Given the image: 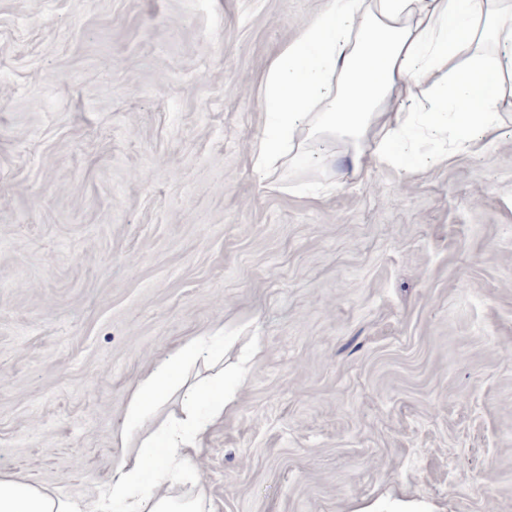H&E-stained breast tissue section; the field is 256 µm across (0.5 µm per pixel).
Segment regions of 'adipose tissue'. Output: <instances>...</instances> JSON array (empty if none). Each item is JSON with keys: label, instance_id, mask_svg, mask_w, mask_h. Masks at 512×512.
Returning <instances> with one entry per match:
<instances>
[{"label": "adipose tissue", "instance_id": "1", "mask_svg": "<svg viewBox=\"0 0 512 512\" xmlns=\"http://www.w3.org/2000/svg\"><path fill=\"white\" fill-rule=\"evenodd\" d=\"M259 94L266 130L249 162L264 190L271 174L309 161V145L346 140L350 174L368 163L405 171L419 142L433 143L430 164L486 147L512 107V0H329L327 9L267 64ZM205 341L175 349L145 374L123 429H142L152 406L200 357ZM232 398L213 399L205 420L191 408L166 429L167 466L142 487L141 464L123 459L107 496L92 508L63 501L16 476L0 475V512H203L201 499L179 500L168 486L198 481L193 467L209 429L222 424Z\"/></svg>", "mask_w": 512, "mask_h": 512}]
</instances>
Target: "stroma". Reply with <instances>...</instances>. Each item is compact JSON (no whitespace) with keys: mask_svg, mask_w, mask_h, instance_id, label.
<instances>
[{"mask_svg":"<svg viewBox=\"0 0 512 512\" xmlns=\"http://www.w3.org/2000/svg\"><path fill=\"white\" fill-rule=\"evenodd\" d=\"M328 0H0V473L86 504L145 372L235 401L206 512H512V109L448 163L282 169L268 61ZM479 205H472V198Z\"/></svg>","mask_w":512,"mask_h":512,"instance_id":"1","label":"stroma"}]
</instances>
